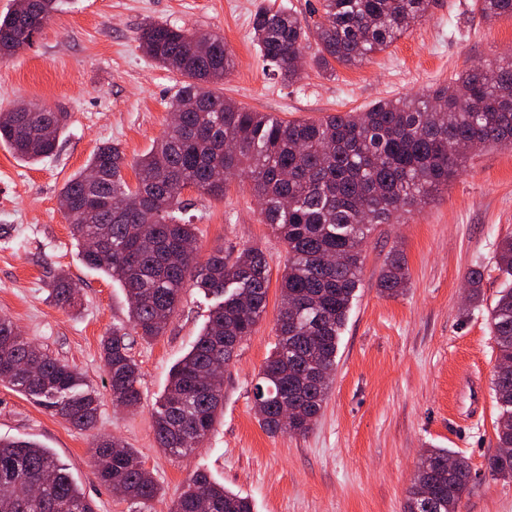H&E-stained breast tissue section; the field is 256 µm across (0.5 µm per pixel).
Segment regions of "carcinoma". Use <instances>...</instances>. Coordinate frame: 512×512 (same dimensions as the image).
<instances>
[{
	"label": "carcinoma",
	"mask_w": 512,
	"mask_h": 512,
	"mask_svg": "<svg viewBox=\"0 0 512 512\" xmlns=\"http://www.w3.org/2000/svg\"><path fill=\"white\" fill-rule=\"evenodd\" d=\"M432 0H320L315 30L286 6L253 16L254 40L263 62L281 79H300L302 62L318 41L314 62L355 66L386 50L425 20ZM58 0H16L0 16V60L30 42L56 11ZM482 18L512 17V0H475ZM167 23L147 22L138 33L144 53L179 74L171 113L180 122L135 163L136 185L122 175L123 155L110 143L97 148L86 170L68 179L58 195L85 265L118 280L130 299L131 331L114 327L101 340L112 403H139V366L133 337L162 335L182 290L198 288L221 298L190 351L170 374L154 414L159 447L180 458L208 436L224 404V376L239 344L265 313L268 265L258 248L231 258L195 254L196 227L182 215V192L193 187L219 198L210 182L246 176L263 203L265 223L288 255L281 281L282 307L276 343L253 388V409L268 433L304 435L326 400L336 366L340 330L358 286L363 246L376 224H395L407 207L431 193L466 163L474 145L512 147V61L491 59L466 69L433 92L379 101L355 112L320 120L285 121L224 98L221 84L234 66L224 37ZM62 108L20 103L0 112V143L20 159L41 161L56 152L67 124ZM96 170L95 182L86 172ZM89 238L96 252L86 251ZM496 263L512 279V238L503 240ZM404 257H390L380 275L381 293L407 287ZM79 288L59 279L51 297L61 308L77 306ZM497 344L492 390L500 407L497 448L485 469L512 478V286L499 292L490 312ZM0 383L7 384L78 429L95 423V393L69 364L37 349L0 317ZM100 479L125 498L146 504L159 494L151 472L131 448L103 438L93 445ZM471 466L446 448L421 456L404 512H458L471 481ZM0 512H95L48 448L23 439H0ZM171 512H253L251 502L194 472Z\"/></svg>",
	"instance_id": "1"
}]
</instances>
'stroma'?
<instances>
[{"instance_id": "35a3bbf8", "label": "stroma", "mask_w": 512, "mask_h": 512, "mask_svg": "<svg viewBox=\"0 0 512 512\" xmlns=\"http://www.w3.org/2000/svg\"><path fill=\"white\" fill-rule=\"evenodd\" d=\"M472 2L435 0L425 21L371 62L331 72L310 62L289 85L260 59L253 15L262 6L285 5L310 25L318 0H59L32 43L0 61V112L32 102L68 114L50 158L31 165L0 146V316L80 371L99 409L94 427L80 430L0 384V437L49 448L96 512H136L100 481L91 459L98 436L135 449L153 473L160 493L145 512H170L197 470L248 497L255 512H403L426 448L468 459L473 480L459 512H512V479L493 478L485 469L500 415L491 390L497 348L488 316L504 286L497 247L512 237V148L478 152L426 204L403 213L399 223L374 228L327 399L303 436L267 433L253 411L256 376L276 342L286 253L248 183L229 180L219 199L185 188L199 260L218 249L258 247L270 282L262 320L224 370V415L182 459L159 448L153 415L215 300L185 289L163 335L134 343L141 402L116 407L100 342L112 326L127 325L128 297L117 281L79 260L57 201L64 182L104 143L120 148L123 175L135 183L136 161L167 130L180 78L140 48L144 22L223 36L234 59L225 98L284 120H317L423 94L478 61L512 56V17L485 21ZM395 252L406 260L410 284L402 295L387 297L378 280ZM474 268L483 273L476 304L465 298ZM61 274L80 288L76 308H60L49 297Z\"/></svg>"}]
</instances>
